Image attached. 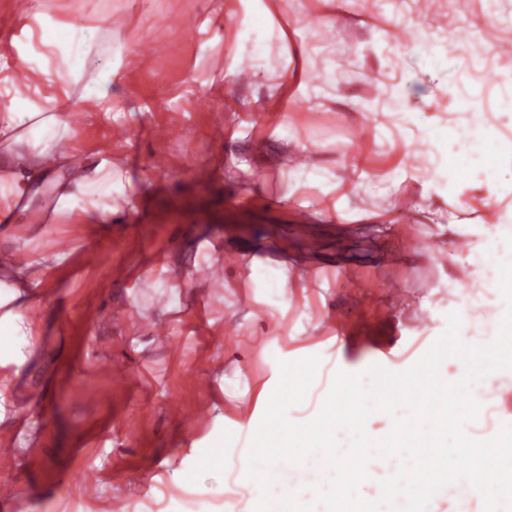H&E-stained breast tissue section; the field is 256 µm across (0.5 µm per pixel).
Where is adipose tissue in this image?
<instances>
[{
  "label": "adipose tissue",
  "mask_w": 512,
  "mask_h": 512,
  "mask_svg": "<svg viewBox=\"0 0 512 512\" xmlns=\"http://www.w3.org/2000/svg\"><path fill=\"white\" fill-rule=\"evenodd\" d=\"M247 20L238 32L254 56L266 52L270 26L263 0H244ZM42 44L46 51L36 54L26 43L12 42L11 55L16 71L27 75L44 71L47 51L58 54L57 77L61 81L81 82L80 103L100 106L113 101L117 66L108 64L96 76L84 78L83 59L88 38L68 24L42 16L38 19ZM54 100L6 93L0 104V222L11 223L15 202L34 198L45 186H54L59 194L54 209L66 224H88L98 214L111 211L113 193L123 192V174L112 159H102L93 169L74 176L70 158L61 150L62 142L75 132L59 113L53 112ZM436 151L431 181L442 191L453 193L472 179H481L490 192H498V169L512 165V143L500 142L478 101L469 100L454 130L426 131ZM22 270L0 280V402L10 394V365L19 364L24 351L33 349L39 328L32 312L35 299L24 296Z\"/></svg>",
  "instance_id": "obj_1"
}]
</instances>
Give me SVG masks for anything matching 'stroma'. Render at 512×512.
I'll return each instance as SVG.
<instances>
[{"label": "stroma", "instance_id": "obj_1", "mask_svg": "<svg viewBox=\"0 0 512 512\" xmlns=\"http://www.w3.org/2000/svg\"><path fill=\"white\" fill-rule=\"evenodd\" d=\"M265 2L274 28L257 58L237 39L240 0H27L28 13L91 31L84 78L108 46L132 47L108 110L78 103L79 86L52 73L30 80L44 96L69 91L73 149L88 161L112 155L130 185L127 205L90 224L20 207L0 228V265L30 261L40 300L37 344L0 403V454L14 458L6 479L17 488L0 512H198L204 501L232 512L235 495L210 458L239 441L242 424L260 422L280 362L335 356L349 373L369 363L399 370L497 262L480 220L490 208L512 220V167L497 172L499 194L470 183L448 197L430 180L423 136L457 119L452 81L512 135V112L495 105L512 90L499 77L512 9ZM421 20L452 36L462 59L454 74L421 70L416 46L399 44L398 32ZM463 27L475 40L457 41ZM477 57L486 63L475 70ZM400 106L415 121L399 120ZM198 166L211 181L194 178ZM314 168L320 180L308 179ZM300 215L311 239L294 231ZM222 239L248 257L214 288ZM116 266L131 278H114ZM393 281L405 303L392 302ZM116 311L128 312L125 323H113ZM158 328L173 348L156 344ZM175 404L206 408L208 419L179 420Z\"/></svg>", "mask_w": 512, "mask_h": 512}]
</instances>
